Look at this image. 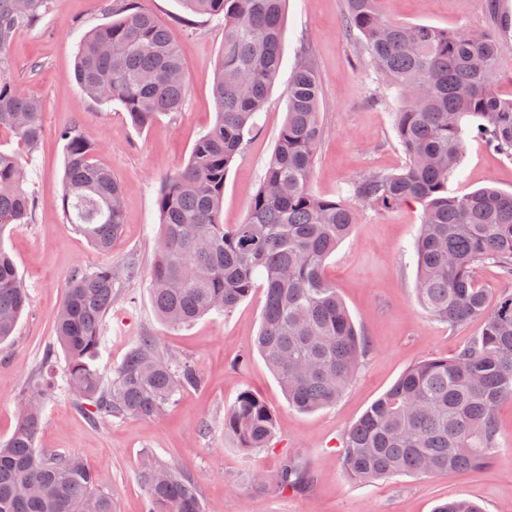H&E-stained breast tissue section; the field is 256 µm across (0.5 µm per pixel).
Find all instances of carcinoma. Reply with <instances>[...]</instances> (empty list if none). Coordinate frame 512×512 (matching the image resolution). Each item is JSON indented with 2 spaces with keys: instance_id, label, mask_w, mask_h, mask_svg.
I'll use <instances>...</instances> for the list:
<instances>
[{
  "instance_id": "1",
  "label": "carcinoma",
  "mask_w": 512,
  "mask_h": 512,
  "mask_svg": "<svg viewBox=\"0 0 512 512\" xmlns=\"http://www.w3.org/2000/svg\"><path fill=\"white\" fill-rule=\"evenodd\" d=\"M55 0H0V55L16 30L33 27ZM184 9L224 20V43L213 85L215 124L196 142L188 164L163 181L156 198L160 234L150 274L152 303L179 327L211 312L229 313L263 289L261 328L254 344L275 374L288 407L311 412L338 400L361 366L366 344L325 262L358 223L360 205L390 210L421 206L414 242L417 301L434 318L457 325L472 317L483 332L455 354L424 360L343 432L347 475L374 483L487 467L499 445L495 408L512 398V292L490 307L475 268L492 263L512 281V193L493 186L459 196L449 188L475 132L512 157V98L494 90L502 54L512 48V19L489 0L493 26L448 32L385 19L377 0H344L345 34L366 49L375 71L394 91L398 142L408 162L399 173H371L347 183L346 197L310 189L323 135L320 81L312 60L297 59L288 83V112L245 222L220 220L224 180L257 126L283 61L286 0H180ZM118 17L86 33L76 81L94 100L118 103L139 130L180 110L188 91L185 64L170 28L125 0ZM41 103L0 75V133L28 150L43 137ZM67 141L61 209L100 251L120 237L123 189L93 161L92 147L74 128ZM17 154L0 149V230L28 224L34 197ZM112 269L74 271L54 320V346L42 357V377L26 391L11 436L0 442V512H113L112 493L75 456L41 452L42 411L59 389L94 420L161 418L178 393L203 385L199 368L165 353L153 336L127 349L104 380L98 361L112 307ZM28 305L17 266L0 247V340L11 336ZM65 367L56 379L57 351ZM277 419L258 396L241 391L224 413V434L246 449L266 448ZM144 512H204L199 486L154 457L142 466ZM308 482L286 461L276 486L297 491ZM435 512H481L466 499Z\"/></svg>"
}]
</instances>
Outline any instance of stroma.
<instances>
[{
  "label": "stroma",
  "instance_id": "obj_1",
  "mask_svg": "<svg viewBox=\"0 0 512 512\" xmlns=\"http://www.w3.org/2000/svg\"><path fill=\"white\" fill-rule=\"evenodd\" d=\"M108 2L56 0L54 10L35 27L19 30L0 56V72L22 92L38 97L43 108L37 152L27 153L16 138L0 135V147L18 152L36 200L32 223L0 234V245L13 255L29 295L14 335L0 343V440L12 433L26 387L55 339L54 318L70 275L78 268L108 266L115 275V296L105 318L106 348L98 362L102 374L111 376L132 342L152 336L164 351L195 361L205 379L201 388L178 395L161 419L113 418L96 424L61 392L45 406L38 448L80 456L111 490L114 512H143L141 464L149 453L198 482L206 512H432L452 499L474 501L484 512H512V399L497 407L501 437L484 470L368 485L351 479L342 465L344 430L408 368L453 354L483 330L482 318L451 326L417 304L412 246L421 224L420 205L361 208L351 235L326 261V274L366 341L360 371L333 405L310 413L289 409L276 376L253 347L262 289H254L225 315L212 313L175 329L159 319L149 288L160 232L155 200L164 177L188 163L196 141L215 123L212 87L224 22L189 14L177 0H138L170 26L188 80L181 111L140 131L119 104L84 96L75 81L80 39L110 21ZM484 2L379 0V9L392 21L461 32L486 28ZM342 5V0H288L285 59L258 127L224 182V224L242 223L247 216L286 117L294 59L304 53L317 68L324 125L312 191L335 198L353 178L405 167L393 124L398 102L367 56L344 35ZM70 126L79 129L95 160L111 169L124 190L123 232L106 253L67 224L60 208L66 149L59 134ZM490 185L512 191V158L466 135L460 171L450 187L462 196ZM131 265L138 270L132 279L125 275ZM245 388L276 413L278 429L270 447L244 450L224 434V412ZM288 458L309 473L301 491L283 492L274 482ZM256 471L269 478L265 491L253 488Z\"/></svg>",
  "mask_w": 512,
  "mask_h": 512
}]
</instances>
